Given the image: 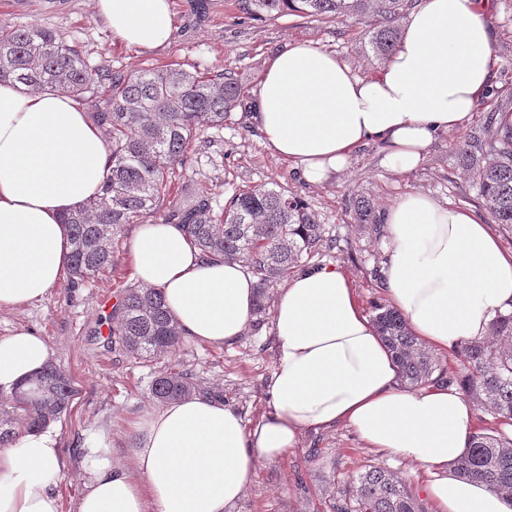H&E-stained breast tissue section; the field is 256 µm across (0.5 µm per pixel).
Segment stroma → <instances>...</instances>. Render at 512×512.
I'll list each match as a JSON object with an SVG mask.
<instances>
[{"label":"stroma","mask_w":512,"mask_h":512,"mask_svg":"<svg viewBox=\"0 0 512 512\" xmlns=\"http://www.w3.org/2000/svg\"><path fill=\"white\" fill-rule=\"evenodd\" d=\"M173 5L174 38L153 52L121 44L96 17L94 0H0V21L56 30L102 69L127 71L180 62L190 70L231 72L243 88L244 103L223 126L198 135L171 187L170 203L183 204L190 185L208 187L217 209L235 189L247 185L279 186L301 196L325 228L313 264L340 267L365 311L385 301L380 270L387 238L383 224L356 221L355 198L368 199L380 214L405 194L425 193L440 203L475 211L503 247L512 249V225L492 223L472 170L458 161L463 145L479 160H488L497 119L502 112L512 113V0H494L489 18L497 35V99L481 101L462 127L441 135L413 171L398 173L383 165L382 151L369 145L355 153L348 169L319 184L306 182L288 161L272 154L249 119L248 104L265 61L293 41L334 52L358 76L376 74L380 64L362 52L359 37L378 26L379 17L330 21L285 15L257 22L242 20L237 0H173ZM135 231V225L127 224L117 237L112 272L76 288L62 279L46 300L0 310V336L20 327L35 331L54 349L55 364L78 390L70 409L55 422L65 462L57 481L62 512H74L82 492L80 459L91 435L103 436L114 458L129 457L133 424L156 407L150 387L161 373L191 374L197 392L222 397L246 420H256L267 410L274 370L272 315L253 320L234 344L219 347L185 339L171 353L149 362L108 345V317L125 287L135 282L128 256ZM369 465L399 471L412 493L422 496L425 472L365 446L341 423L305 431L299 447L287 457L260 463L234 512H331V503L348 491L351 476Z\"/></svg>","instance_id":"35a3bbf8"}]
</instances>
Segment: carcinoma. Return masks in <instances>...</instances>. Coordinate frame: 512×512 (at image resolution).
I'll return each mask as SVG.
<instances>
[{
	"label": "carcinoma",
	"mask_w": 512,
	"mask_h": 512,
	"mask_svg": "<svg viewBox=\"0 0 512 512\" xmlns=\"http://www.w3.org/2000/svg\"><path fill=\"white\" fill-rule=\"evenodd\" d=\"M416 0H239L244 19L266 21L283 15L331 19L373 14L381 25L366 31L362 48L387 58L399 40L398 22ZM0 81L29 92L66 91L91 104L92 119L112 142L111 166L99 197L63 218L70 237L73 286L112 270V240L143 215L164 213L181 224L206 256L245 262L257 280L255 313L267 308V288L285 280L305 257L317 253L324 228L305 201L285 190L254 186L236 190L217 213L208 189H191L185 204L167 206L169 186L196 136L221 127L242 100L237 79L226 72L188 70L178 63L161 69L104 71L93 67L62 34L37 24L0 22ZM498 146L485 164L462 152L460 162L475 168L479 191L492 221L512 224V122L503 115ZM374 325L394 354L409 386L452 385L439 358L419 342L400 312L375 307ZM109 335L134 359L165 354L181 335L163 295L155 288L129 287L109 317ZM467 374L459 389L475 395L484 411L512 425V311L498 314L485 338L457 351ZM195 390L186 373L158 377L152 397L159 402ZM77 395L71 378L48 364L18 388L0 396V448L40 429L67 412ZM461 478L480 481L512 496V435L477 429L470 451L453 463ZM333 512H423L406 481L387 467L371 466L352 478L349 497Z\"/></svg>",
	"instance_id": "cac0c4a2"
}]
</instances>
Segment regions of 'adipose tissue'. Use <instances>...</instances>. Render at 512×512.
<instances>
[{
	"instance_id": "ef3b65f1",
	"label": "adipose tissue",
	"mask_w": 512,
	"mask_h": 512,
	"mask_svg": "<svg viewBox=\"0 0 512 512\" xmlns=\"http://www.w3.org/2000/svg\"><path fill=\"white\" fill-rule=\"evenodd\" d=\"M128 47H164L172 0H94ZM489 0H420L376 76L355 75L335 53L292 42L270 56L251 120L267 146L319 183L358 149L381 146L395 171L415 169L441 134L463 125L494 78ZM112 148L66 92L23 93L0 82V309L47 299L68 267L62 218L93 201ZM382 285L418 340L438 351L486 336L512 309V251L475 214L410 193L382 217ZM137 281L159 289L182 336L216 346L243 336L255 280L244 262L209 258L181 225H140L129 245ZM270 410L253 425L222 398L195 395L147 412L131 462L103 437L83 450L76 512H232L256 465L277 461L306 430L347 424L371 448L427 469L436 512H512V499L449 469L469 449L478 407L456 388L409 390L337 266L297 272L274 297ZM54 357L19 328L0 336V395ZM59 434L45 428L0 448V512H61Z\"/></svg>"
}]
</instances>
